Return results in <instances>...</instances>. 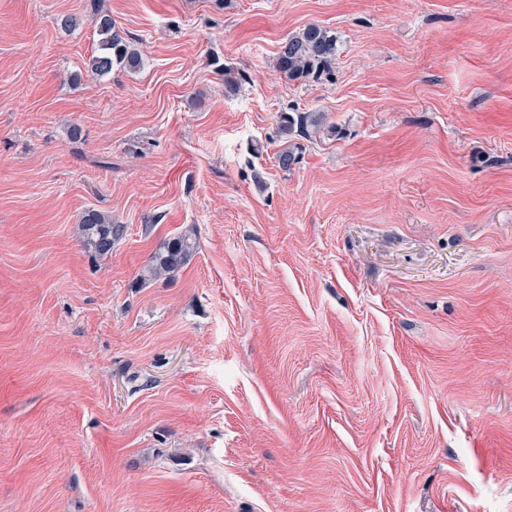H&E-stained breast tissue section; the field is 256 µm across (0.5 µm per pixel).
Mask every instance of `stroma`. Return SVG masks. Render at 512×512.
I'll list each match as a JSON object with an SVG mask.
<instances>
[{"label": "stroma", "mask_w": 512, "mask_h": 512, "mask_svg": "<svg viewBox=\"0 0 512 512\" xmlns=\"http://www.w3.org/2000/svg\"><path fill=\"white\" fill-rule=\"evenodd\" d=\"M100 6L0 0V512H512V0ZM95 32L99 37L97 49L92 52L86 65L87 73L103 77L113 70H124L129 73L139 71L143 66L140 50L118 28L112 17L99 13L96 9L92 15ZM337 52L336 36L310 23L280 44L275 66L286 80L300 84L327 72ZM324 120L323 115L315 111L281 112L278 116V130L286 138L295 133L301 136H309L310 130L313 133L322 131ZM80 224L83 247L98 257L111 254L126 230L123 224H113L110 215L94 210L86 212ZM195 240L184 234L165 242L150 257L141 279L150 281L162 276H175L187 264L195 250Z\"/></svg>", "instance_id": "1"}]
</instances>
